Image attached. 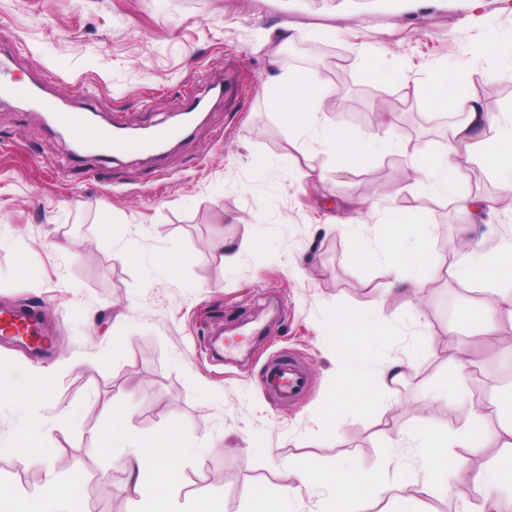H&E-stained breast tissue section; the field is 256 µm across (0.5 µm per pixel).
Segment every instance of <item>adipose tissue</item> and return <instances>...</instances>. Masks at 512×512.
Masks as SVG:
<instances>
[{
  "label": "adipose tissue",
  "instance_id": "1",
  "mask_svg": "<svg viewBox=\"0 0 512 512\" xmlns=\"http://www.w3.org/2000/svg\"><path fill=\"white\" fill-rule=\"evenodd\" d=\"M430 81L446 110L458 115L459 120L448 129L444 152L415 156L414 164L432 194L445 198L459 211L481 216L490 207L488 200L476 193L460 191L458 185L471 165L488 161L505 186L512 189V105L494 115L485 111L473 90L466 88L464 76H456V87L452 90L448 89L443 73L433 74ZM284 86L289 89L285 96L280 93ZM262 88L271 110L294 141L325 143L332 154L341 157L352 149L364 155L408 149L407 143L389 137L394 121L390 112L375 114L372 129L359 140L336 135L321 120L326 103L316 74H272L263 81ZM383 226L387 237L379 249L393 277L385 292L386 299L417 294L421 280L426 277L445 276L470 285L500 280L512 282V269L502 264L500 252L485 250L479 243L470 253L457 256L443 270L432 266L423 252L411 266H401L395 260V253L401 244L403 222L399 216L391 214L385 218ZM413 365L414 359L410 356L394 357L376 366L347 362L343 365L344 380L346 386L358 394L371 383L382 387L400 383ZM473 410L475 422L450 436L428 427L406 432L401 444L413 451L417 468L412 471L394 467L392 477L403 481L418 473L426 487L436 488L449 471L456 470L479 494L478 512H502L499 493L512 488V392L502 400L474 404ZM489 412L497 414L502 421L501 430L495 434L502 453L483 468L465 470L462 458L449 456L448 447L452 444L462 448L482 447L487 435L478 419ZM111 414L113 425L107 439L112 447L124 451L120 464L128 472L136 496L134 512H171V496L179 480L176 460L182 453L181 448L170 447L162 451L155 444L136 440L121 424L122 411L115 408ZM294 476V482L282 486L277 497L272 499L271 512H287V505L299 498L302 489L316 483L330 489L318 512H374L375 496L356 487L348 462H339L331 474L316 472L314 465L309 464L296 470ZM0 507L5 512H83L78 485L72 482L61 489L52 477L48 478L39 495L0 489Z\"/></svg>",
  "mask_w": 512,
  "mask_h": 512
}]
</instances>
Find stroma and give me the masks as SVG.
Here are the masks:
<instances>
[{"label":"stroma","instance_id":"stroma-1","mask_svg":"<svg viewBox=\"0 0 512 512\" xmlns=\"http://www.w3.org/2000/svg\"><path fill=\"white\" fill-rule=\"evenodd\" d=\"M284 19L295 41L332 50L318 71L337 102L324 118L351 138L365 136L373 113L395 112L393 139L442 151L456 119L428 83L442 66L467 75L487 111L512 103V77L496 73L493 45L512 39V0H485L476 21L459 0L413 13L399 0H0V45L20 53L15 78L52 73L69 104L104 119L159 131L186 93L209 97L218 74L227 83L174 150L134 159L78 153L38 106L0 99V305L39 309L53 341L39 358L0 342V391L17 389L32 369L57 370L49 399L0 401V483L35 492L47 473L63 483L78 476L85 512H131L128 476L97 437L112 425L104 413L112 404L137 439L190 448L178 462L183 502L254 512L248 490L272 495L291 466L329 472L344 459L361 488L380 492L379 512H457L466 500L460 483L450 496L416 484L384 490L382 466L407 461L399 433L421 423L452 432L469 419L465 403L512 386V357L500 348L512 336V291L495 285L473 297L428 280L414 305L399 299L364 321L390 277L385 263L361 257L352 229L364 222L369 237L381 236V216L399 212L401 261L422 247L443 267L458 239L490 248L512 240V195L491 164L470 167L463 189L495 207L484 224L431 194L408 155L366 157L348 175L315 142L299 165L324 178L298 181L290 136L261 91L271 71L310 70L269 36ZM373 44L419 90L378 83L373 56L357 51ZM65 239L80 243L81 258L57 250ZM218 239L239 249L235 265L212 250ZM172 251L183 262L168 275L156 263ZM123 308L128 319L113 326ZM486 310L496 333H474L471 312ZM355 336L390 338L394 352L415 354L413 369L391 391L369 386L354 396L340 382L342 358H380L352 345ZM452 336L472 337L474 371L450 361ZM288 358L309 380L289 402L260 386ZM442 380L447 398H432ZM70 410L74 421L58 425ZM34 419L46 423L34 443L52 450L40 468L7 453Z\"/></svg>","mask_w":512,"mask_h":512}]
</instances>
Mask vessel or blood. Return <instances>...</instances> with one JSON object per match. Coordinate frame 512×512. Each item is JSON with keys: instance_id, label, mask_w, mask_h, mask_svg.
<instances>
[{"instance_id": "1", "label": "vessel or blood", "mask_w": 512, "mask_h": 512, "mask_svg": "<svg viewBox=\"0 0 512 512\" xmlns=\"http://www.w3.org/2000/svg\"><path fill=\"white\" fill-rule=\"evenodd\" d=\"M14 66L12 53L0 52V92L36 101L48 113L51 129L66 133L77 145L115 149L127 153L143 151L142 143L120 137V123L102 125L86 120L81 113L56 96L53 87L57 80L49 74H42L24 85L15 84L11 73ZM44 334L42 315L33 309L22 306L0 307V335L13 336L17 331ZM263 384L265 388L279 396L291 399L308 389L306 374L294 362H279L267 371Z\"/></svg>"}]
</instances>
